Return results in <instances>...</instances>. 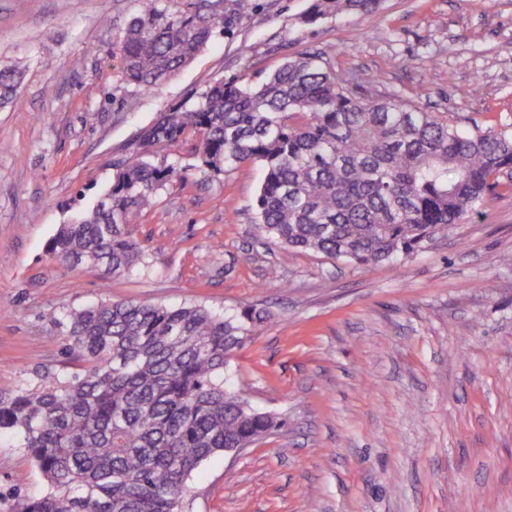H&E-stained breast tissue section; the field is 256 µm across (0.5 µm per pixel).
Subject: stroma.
I'll use <instances>...</instances> for the list:
<instances>
[{
	"label": "stroma",
	"instance_id": "35a3bbf8",
	"mask_svg": "<svg viewBox=\"0 0 512 512\" xmlns=\"http://www.w3.org/2000/svg\"><path fill=\"white\" fill-rule=\"evenodd\" d=\"M230 33L145 93L120 74L140 0H0V397L59 369L52 312L103 300L273 312L225 374L285 423L188 481L186 512H512V194L391 264L282 256L254 221L259 165L214 173L194 138L159 148L188 179L139 215L152 266L102 278L59 265V225L91 211L159 114L233 76L259 83L287 58L330 53L458 124L512 126V0H385L381 12L306 24L308 0H250ZM249 54H241V47ZM46 491L11 435L0 492ZM22 72L20 69H0V104L12 102L18 94L21 85Z\"/></svg>",
	"mask_w": 512,
	"mask_h": 512
}]
</instances>
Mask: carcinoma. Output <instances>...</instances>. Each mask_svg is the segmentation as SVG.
I'll return each mask as SVG.
<instances>
[{
	"label": "carcinoma",
	"instance_id": "cac0c4a2",
	"mask_svg": "<svg viewBox=\"0 0 512 512\" xmlns=\"http://www.w3.org/2000/svg\"><path fill=\"white\" fill-rule=\"evenodd\" d=\"M142 0L119 54L122 76L151 93L190 63L247 0H192L185 11ZM382 0H310L302 21L371 15ZM20 69H0V104ZM325 52L284 62L259 85L218 81L161 113L139 151L116 166L106 200L62 224L50 251L63 266L121 274L150 267L131 230L166 184L154 148L195 136L215 173L258 163L255 219L266 242L359 265L392 262L481 212L489 192H512V130L458 125L394 96L361 97ZM271 318L225 316L202 305L102 301L53 319L64 360L51 376L0 398V433L22 439L48 482L40 496L0 495V512H183L187 481L206 460L249 448L280 428L227 386L233 354Z\"/></svg>",
	"mask_w": 512,
	"mask_h": 512
}]
</instances>
